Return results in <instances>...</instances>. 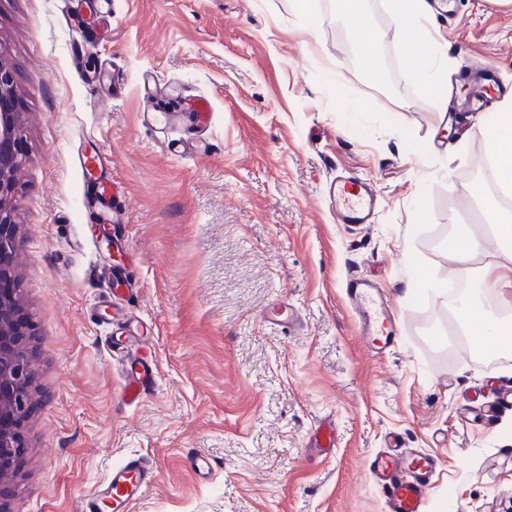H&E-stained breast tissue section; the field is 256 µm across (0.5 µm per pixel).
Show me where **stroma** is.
Masks as SVG:
<instances>
[{"instance_id":"obj_1","label":"stroma","mask_w":512,"mask_h":512,"mask_svg":"<svg viewBox=\"0 0 512 512\" xmlns=\"http://www.w3.org/2000/svg\"><path fill=\"white\" fill-rule=\"evenodd\" d=\"M367 55L338 0H112L108 33L69 22L93 0H0L25 163L14 266L31 322L33 402L0 512H82L112 466L153 461L134 512H386L369 476L390 437L436 456L422 512H512V357L486 367L451 339L453 224L482 227L478 160L503 102L448 114L485 67L512 87V0H430L448 70L412 76L384 0ZM211 104L194 126L162 114ZM112 162L120 258L85 223L79 156ZM371 182L373 223L340 224L336 176ZM376 281L397 342L374 359L345 288ZM283 303L299 325L264 320ZM150 330L155 375L125 394L126 319ZM496 405L487 416L488 405ZM328 455L308 451L322 419ZM196 453L212 467L198 480Z\"/></svg>"}]
</instances>
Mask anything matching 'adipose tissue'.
I'll list each match as a JSON object with an SVG mask.
<instances>
[{
    "mask_svg": "<svg viewBox=\"0 0 512 512\" xmlns=\"http://www.w3.org/2000/svg\"><path fill=\"white\" fill-rule=\"evenodd\" d=\"M387 8L395 26L408 33L403 45L405 54H412L419 43H426L427 53L417 70L421 80L433 84L438 80L436 68L444 59L446 51L436 42L430 41L422 25L430 13L427 0H388ZM487 152L495 167L500 193H512V103H505L498 114L496 133L487 142ZM474 196L482 198L487 209V221L496 230L495 238L503 243L502 260L487 262L479 269H472V258L483 249L482 240L472 227L457 224L445 245V252L455 265L456 272L463 277L477 276L486 294L498 299L502 308L512 307V212L502 209L498 202L489 199L483 185H475ZM458 322L472 327L475 342L488 351L496 352L512 346V320L503 319L481 301H474L457 313Z\"/></svg>",
    "mask_w": 512,
    "mask_h": 512,
    "instance_id": "ef3b65f1",
    "label": "adipose tissue"
}]
</instances>
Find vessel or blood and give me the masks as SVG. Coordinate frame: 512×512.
I'll use <instances>...</instances> for the list:
<instances>
[{
  "label": "vessel or blood",
  "instance_id": "b4317fda",
  "mask_svg": "<svg viewBox=\"0 0 512 512\" xmlns=\"http://www.w3.org/2000/svg\"><path fill=\"white\" fill-rule=\"evenodd\" d=\"M336 206V217L342 224H367L376 200L372 184L352 176L338 177L330 186ZM112 182L102 179L92 197L86 198V215L107 221L111 213ZM361 326L374 354L382 355L396 343L395 332L380 333L384 323H393L390 306L376 283L365 278L351 279L346 288ZM437 467L434 457L405 448L377 454L369 467L370 475L381 487L388 512H421L431 476ZM155 479L152 462L142 456L133 457L113 467L108 477L84 498V512H131Z\"/></svg>",
  "mask_w": 512,
  "mask_h": 512
}]
</instances>
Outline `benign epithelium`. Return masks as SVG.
<instances>
[{"instance_id":"obj_1","label":"benign epithelium","mask_w":512,"mask_h":512,"mask_svg":"<svg viewBox=\"0 0 512 512\" xmlns=\"http://www.w3.org/2000/svg\"><path fill=\"white\" fill-rule=\"evenodd\" d=\"M21 137L13 71L0 53V279L10 275L4 263L14 261L20 240L13 221L12 191L15 173L24 163L17 145ZM27 324L12 296L0 294V473L24 448L23 427L28 411V385L32 368L25 349Z\"/></svg>"}]
</instances>
